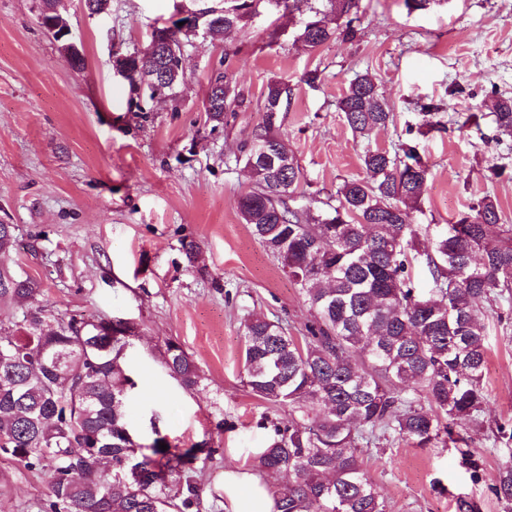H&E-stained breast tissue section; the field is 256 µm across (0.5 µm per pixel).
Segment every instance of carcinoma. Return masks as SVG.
Wrapping results in <instances>:
<instances>
[{"instance_id": "carcinoma-1", "label": "carcinoma", "mask_w": 512, "mask_h": 512, "mask_svg": "<svg viewBox=\"0 0 512 512\" xmlns=\"http://www.w3.org/2000/svg\"><path fill=\"white\" fill-rule=\"evenodd\" d=\"M264 2L287 9L292 0H240V12L231 15L206 7L210 37L237 27ZM327 3L330 9L311 7L300 21L299 38L312 51L359 31L358 0ZM131 63L133 90L153 63L145 55ZM215 82L224 84V104L215 105L209 91L205 112L220 123L236 95L232 77L219 74ZM292 95L280 82L267 85L262 123L245 152L253 187L237 203L254 237L314 309L300 339L265 316L245 324L246 385L288 407V420L273 425L260 455L265 470L292 476L274 492L277 509L385 512L362 466L364 447L385 434L417 448L461 444L460 464L477 483L480 454L454 427L483 411L488 336L477 313L512 299V224L500 223L496 201L485 196L420 241L412 216L429 169L406 142L394 152L367 148V177L343 181L336 204L316 214L291 206L301 171L278 120ZM338 109L367 141L393 122L369 75L350 83ZM493 123L495 142L512 139V97L497 100ZM443 126L442 107H421L418 128ZM262 141L275 164L252 159ZM15 246L14 225L0 224V258ZM416 265L427 269L432 288L416 287ZM40 292L34 280L0 264V304L31 300L0 320V457L50 472L40 512H201L204 487L193 464L217 449L201 443L162 450L167 440L156 422L149 445L128 425L134 382L124 345L133 327L55 313L38 304ZM163 363L183 389L199 385L201 371L181 343L165 344ZM493 494L502 512H512V457L500 464Z\"/></svg>"}]
</instances>
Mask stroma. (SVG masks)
I'll list each match as a JSON object with an SVG mask.
<instances>
[{
    "mask_svg": "<svg viewBox=\"0 0 512 512\" xmlns=\"http://www.w3.org/2000/svg\"><path fill=\"white\" fill-rule=\"evenodd\" d=\"M194 0H111L89 14L83 0H60L85 63L72 68L41 26L42 0H0V223L15 227L9 265L35 280L47 309L130 323L126 349L128 421L140 443L160 429L181 448L215 447L195 477L207 490L201 512H225L224 468H254L272 425L288 410L246 386L244 324L253 314L281 320L295 336L314 315L294 284L244 224L237 200L251 187L244 149L260 122L269 82L292 87L280 132L301 171L295 206L332 202L344 180L365 175L367 147L393 149L420 105L449 104L447 128L418 136L430 176L419 225L455 220L477 198L498 203L512 224V141L495 143L492 112L512 97V0H359L361 34L317 50L298 40V13L263 10L222 38L183 41L186 78L176 98L130 104L115 57L147 47L154 27L173 25ZM320 79L309 85L307 71ZM229 70L240 103L213 125L204 111L210 79ZM375 78L394 121L371 140L353 134L338 101L360 75ZM480 116L470 126V113ZM194 242L195 258L184 243ZM482 310L490 350L482 426L461 429L483 458L472 483L450 446L416 448L393 438L368 449L364 466L387 512H501L491 491L512 446L495 423L512 422V334ZM177 339L203 372L184 390L162 363ZM50 475L0 458V512H39Z\"/></svg>",
    "mask_w": 512,
    "mask_h": 512,
    "instance_id": "1",
    "label": "stroma"
}]
</instances>
